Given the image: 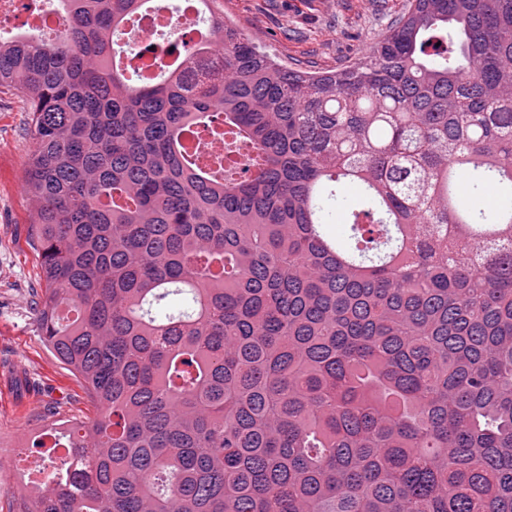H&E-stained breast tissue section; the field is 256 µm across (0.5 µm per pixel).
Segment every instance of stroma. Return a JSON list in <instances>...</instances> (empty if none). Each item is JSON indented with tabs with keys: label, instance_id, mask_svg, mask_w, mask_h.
Masks as SVG:
<instances>
[{
	"label": "stroma",
	"instance_id": "obj_1",
	"mask_svg": "<svg viewBox=\"0 0 512 512\" xmlns=\"http://www.w3.org/2000/svg\"><path fill=\"white\" fill-rule=\"evenodd\" d=\"M406 0H224V13L280 64L312 71L348 65L402 14ZM35 141L22 94H0V512L36 485L27 456L47 406L95 420L80 383L40 340L33 309L42 290L27 244L33 202L25 175Z\"/></svg>",
	"mask_w": 512,
	"mask_h": 512
}]
</instances>
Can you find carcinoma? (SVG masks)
I'll list each match as a JSON object with an SVG mask.
<instances>
[{"label":"carcinoma","instance_id":"1","mask_svg":"<svg viewBox=\"0 0 512 512\" xmlns=\"http://www.w3.org/2000/svg\"><path fill=\"white\" fill-rule=\"evenodd\" d=\"M58 2L0 33V93L42 341L100 415L34 441L15 512H512V0H407L333 71L193 0L154 79L122 55L153 0ZM227 127L241 169L180 141ZM337 201H334L330 207L329 222L336 224V231L345 234L347 225L351 222V211L357 209L362 198L358 197L356 190L352 187L340 186L337 192Z\"/></svg>","mask_w":512,"mask_h":512}]
</instances>
